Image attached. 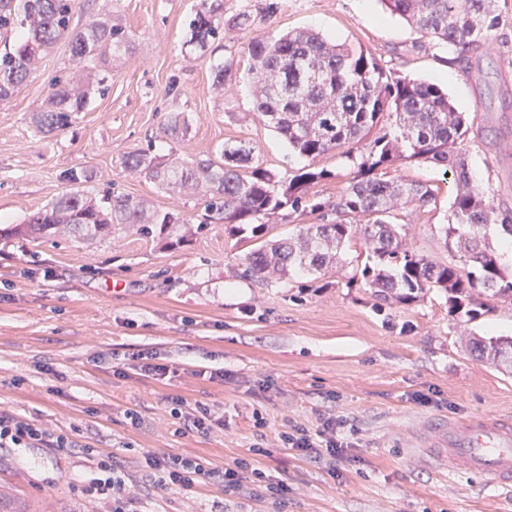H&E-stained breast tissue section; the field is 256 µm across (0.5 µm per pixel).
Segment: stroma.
I'll use <instances>...</instances> for the list:
<instances>
[{"instance_id": "35a3bbf8", "label": "stroma", "mask_w": 512, "mask_h": 512, "mask_svg": "<svg viewBox=\"0 0 512 512\" xmlns=\"http://www.w3.org/2000/svg\"><path fill=\"white\" fill-rule=\"evenodd\" d=\"M265 2L224 0V46L211 54L187 44L197 0H75L72 28L91 19L121 24L134 37L133 52L113 59L105 94L64 131L42 134L32 115L53 80L87 73L67 40L0 103V216L23 223L68 190L69 171L83 169L87 190L112 187L200 221L196 196L123 171V156L148 147L201 159L224 142L246 140L279 176L301 167L254 114L247 36L231 25ZM275 2L262 31L306 28L358 43L385 70L443 88L471 125L463 146L474 184L493 205L512 208V0H497L494 52L468 73L449 70L452 49L421 37L381 0ZM219 61L232 69L220 89L212 75ZM170 112L190 121L183 140L161 132ZM313 165L332 173L307 189L321 200H335L357 170L356 160L337 152ZM396 174L434 193L424 209L396 212L408 246L453 261L442 234L451 221L452 175L415 161ZM247 250L220 223L175 249L128 231L90 241L1 237L0 407L45 422L73 445L0 448V492L18 496L28 512H108L80 494L94 475L86 449L111 455L138 481L147 451L221 469L267 448L270 456L253 458L267 482L287 483L286 504L259 487L239 495L210 481L188 491L148 486L134 512H512V489L449 476L420 446L432 420L512 418V369L481 361L469 343L512 337V306L490 299L470 320L435 290L409 305L382 301L354 277L366 260L358 239L345 247L343 266L306 291L300 274L269 287L235 277ZM143 352L168 373L142 374L136 356ZM220 368L229 379L210 378ZM177 398L186 414L207 405L223 431L176 430L169 412ZM330 414L345 421L350 444L336 477L282 442L296 426L316 431Z\"/></svg>"}]
</instances>
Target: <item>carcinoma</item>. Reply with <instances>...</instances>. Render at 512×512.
I'll use <instances>...</instances> for the list:
<instances>
[{
    "instance_id": "obj_1",
    "label": "carcinoma",
    "mask_w": 512,
    "mask_h": 512,
    "mask_svg": "<svg viewBox=\"0 0 512 512\" xmlns=\"http://www.w3.org/2000/svg\"><path fill=\"white\" fill-rule=\"evenodd\" d=\"M73 2L0 0V31L22 29L20 41L0 53V102L17 92L40 55L63 38L75 60L94 73V80L84 85L51 84L45 105L33 117L43 134L69 127L93 94L107 90L110 59L132 49V34L118 24L92 19L79 30L71 28ZM382 2L422 35L455 48L453 62L465 67L498 25L495 0ZM189 29V42L201 48L224 40V0H198ZM245 50L256 111L292 153L314 160L341 149L346 154L359 150V175L336 200L306 196L307 187L332 177L331 171L308 164L281 180L262 167L255 147L244 141H227L217 157L205 159L143 149L125 156L121 166L165 188L196 193L207 219L224 224L228 238L253 244L238 264L237 274L244 280L286 284L298 269L316 281L358 238L368 253L361 279L385 301L407 304L437 289L448 294L453 311L467 316L482 305L483 296L512 304V275L505 272L487 233L493 226L499 238L512 244V211L491 204L472 184L462 147L468 121L446 92L392 75L363 46L331 41L312 30L251 36ZM188 129L183 113L171 112L163 133L178 141ZM406 160L439 165L453 175L454 223L443 230L446 246L461 264L434 262L403 243V225L393 222V211L400 206L420 210L433 200L423 183L385 178L388 169ZM68 182L71 188L27 223L0 228V234L108 238L119 226L174 247L208 229V224H191L174 211H150L143 201L115 190L96 198L82 189L87 173L81 169L70 171ZM307 210L318 214L320 223L306 224L295 235L266 238L271 217L286 222ZM476 349L499 365L512 366L507 356L512 338L481 340Z\"/></svg>"
}]
</instances>
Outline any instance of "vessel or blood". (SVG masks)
<instances>
[{
	"label": "vessel or blood",
	"mask_w": 512,
	"mask_h": 512,
	"mask_svg": "<svg viewBox=\"0 0 512 512\" xmlns=\"http://www.w3.org/2000/svg\"><path fill=\"white\" fill-rule=\"evenodd\" d=\"M429 453L452 475H476L512 487V419L475 414L426 430Z\"/></svg>",
	"instance_id": "obj_1"
}]
</instances>
